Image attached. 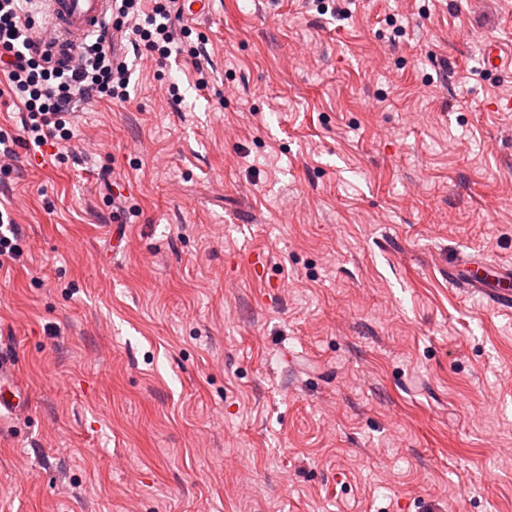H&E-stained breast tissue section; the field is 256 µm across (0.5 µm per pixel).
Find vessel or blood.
<instances>
[{
    "label": "vessel or blood",
    "mask_w": 512,
    "mask_h": 512,
    "mask_svg": "<svg viewBox=\"0 0 512 512\" xmlns=\"http://www.w3.org/2000/svg\"><path fill=\"white\" fill-rule=\"evenodd\" d=\"M49 29L61 46H77L105 22L112 0H42ZM449 282L501 310L512 309V266L496 265L480 254L466 257L449 271ZM29 401L10 366L0 361V415L14 413Z\"/></svg>",
    "instance_id": "1"
}]
</instances>
